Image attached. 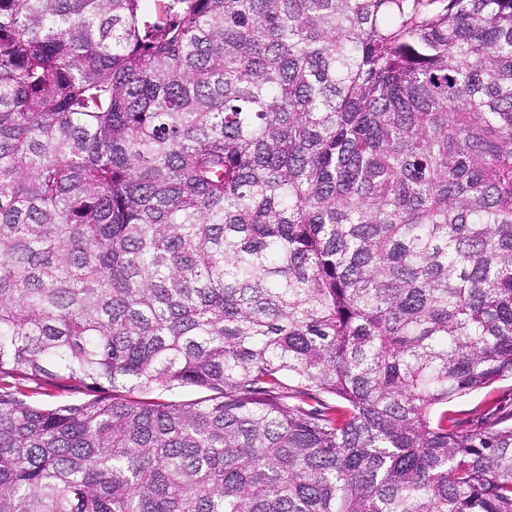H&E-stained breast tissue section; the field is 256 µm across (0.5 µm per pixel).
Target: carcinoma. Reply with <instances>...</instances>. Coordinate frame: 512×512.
Instances as JSON below:
<instances>
[{
  "mask_svg": "<svg viewBox=\"0 0 512 512\" xmlns=\"http://www.w3.org/2000/svg\"><path fill=\"white\" fill-rule=\"evenodd\" d=\"M509 379L512 0H0V512H512ZM511 381L504 382L499 385V388L489 396V392L484 391L469 397H466L456 403L455 408L462 411V413H470L475 410L484 409L486 404L491 402V397L501 401L502 406L507 410L512 409V388Z\"/></svg>",
  "mask_w": 512,
  "mask_h": 512,
  "instance_id": "1",
  "label": "carcinoma"
}]
</instances>
